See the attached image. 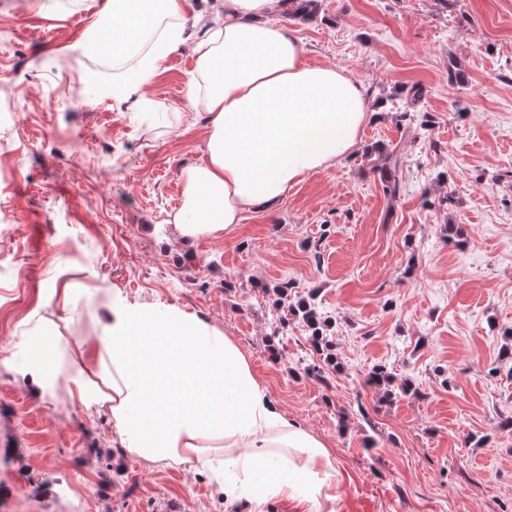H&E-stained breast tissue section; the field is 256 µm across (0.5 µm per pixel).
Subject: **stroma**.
I'll list each match as a JSON object with an SVG mask.
<instances>
[{"instance_id": "stroma-1", "label": "stroma", "mask_w": 512, "mask_h": 512, "mask_svg": "<svg viewBox=\"0 0 512 512\" xmlns=\"http://www.w3.org/2000/svg\"><path fill=\"white\" fill-rule=\"evenodd\" d=\"M101 0H0V512H249L212 476L112 444L106 417L66 390L37 396L17 353L54 322L79 357L88 292L163 304L218 327L289 419L346 477L335 512H512V0H319L276 14L312 65L350 72L379 120L235 231L186 239L181 172L207 131L184 118L192 56L171 54L118 103L102 59L74 58ZM423 89L413 115L405 91ZM164 113L154 123L151 113ZM429 125L420 128L419 116ZM405 159L389 202L373 162ZM288 284L287 295L275 288ZM70 290L67 308L49 291ZM314 299L339 368L289 305ZM382 364L418 396L366 385Z\"/></svg>"}]
</instances>
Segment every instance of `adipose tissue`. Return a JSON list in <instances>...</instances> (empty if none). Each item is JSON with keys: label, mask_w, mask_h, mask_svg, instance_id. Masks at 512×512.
I'll list each match as a JSON object with an SVG mask.
<instances>
[{"label": "adipose tissue", "mask_w": 512, "mask_h": 512, "mask_svg": "<svg viewBox=\"0 0 512 512\" xmlns=\"http://www.w3.org/2000/svg\"><path fill=\"white\" fill-rule=\"evenodd\" d=\"M186 0H103L76 56L120 60L147 51L103 96L140 101L167 55L190 46L187 102L208 128L205 160L182 175L181 236L232 233L245 211L275 205L313 171L335 167L370 119L360 81L333 66L310 67L292 30L274 22L281 0H214L192 27ZM95 343L67 361L66 342L46 323L21 355L37 395L65 385L86 410L106 413L114 442L149 463L214 473L228 501L261 507L283 497L296 512H323L345 482L324 442L290 421L232 340L171 306L128 302L101 287Z\"/></svg>", "instance_id": "obj_1"}]
</instances>
